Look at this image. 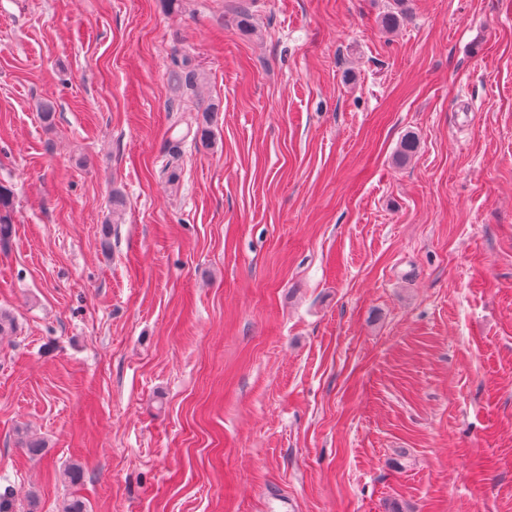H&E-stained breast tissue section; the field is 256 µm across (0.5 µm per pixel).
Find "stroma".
Wrapping results in <instances>:
<instances>
[{"label":"stroma","instance_id":"35a3bbf8","mask_svg":"<svg viewBox=\"0 0 512 512\" xmlns=\"http://www.w3.org/2000/svg\"><path fill=\"white\" fill-rule=\"evenodd\" d=\"M0 185L13 512H512V0H0Z\"/></svg>","mask_w":512,"mask_h":512}]
</instances>
